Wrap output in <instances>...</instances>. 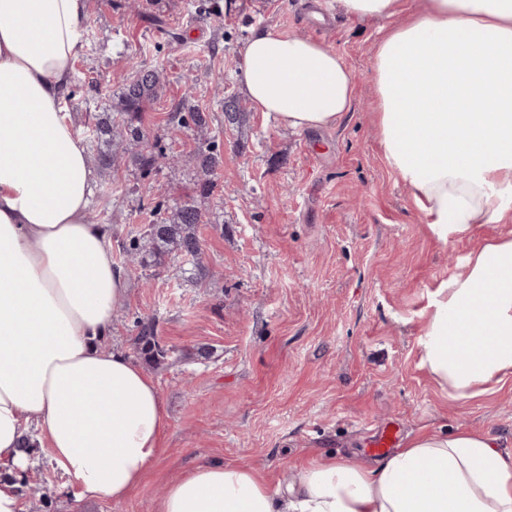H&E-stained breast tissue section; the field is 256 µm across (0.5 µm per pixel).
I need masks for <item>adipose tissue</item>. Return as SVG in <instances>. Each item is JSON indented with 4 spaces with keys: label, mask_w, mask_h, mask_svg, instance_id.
Wrapping results in <instances>:
<instances>
[{
    "label": "adipose tissue",
    "mask_w": 512,
    "mask_h": 512,
    "mask_svg": "<svg viewBox=\"0 0 512 512\" xmlns=\"http://www.w3.org/2000/svg\"><path fill=\"white\" fill-rule=\"evenodd\" d=\"M381 22L372 62L388 166L446 243L512 222V0H336ZM85 0H0V512L49 448L79 499L120 503L160 461L168 428L154 380L104 340L126 293L109 231L87 215L96 179L64 110ZM252 106L292 129L326 127L355 101L351 68L269 29L241 49ZM421 363L453 398L512 374V235L471 251L430 293ZM157 512H512V451L488 432L421 431L376 466L314 461L270 489L204 461Z\"/></svg>",
    "instance_id": "obj_1"
}]
</instances>
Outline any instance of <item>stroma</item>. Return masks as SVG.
<instances>
[{"mask_svg": "<svg viewBox=\"0 0 512 512\" xmlns=\"http://www.w3.org/2000/svg\"><path fill=\"white\" fill-rule=\"evenodd\" d=\"M301 4L86 0L67 107L77 132L113 111L128 60L164 77L140 119L167 163L148 174L123 159L98 170L90 212L110 226L127 281L107 343L139 358L138 325H153L168 359L143 368L170 427L158 466L120 504L78 500L39 449L20 481L22 512H155L164 481L203 459L251 467L273 488L314 459L374 466V443L390 430L400 443L423 429L489 432L512 451V374L455 399L421 366L418 344L430 292L512 223L435 239L380 146L371 80L379 23L335 11L318 20ZM267 28L324 44L351 68L355 103L336 125L293 130L246 100L242 124H225L215 88L240 97L239 50ZM183 105L207 113L206 135L224 156L213 194L199 202L208 216L200 265L173 253L143 267L127 249L155 206L195 194L198 135L168 133Z\"/></svg>", "mask_w": 512, "mask_h": 512, "instance_id": "stroma-1", "label": "stroma"}]
</instances>
